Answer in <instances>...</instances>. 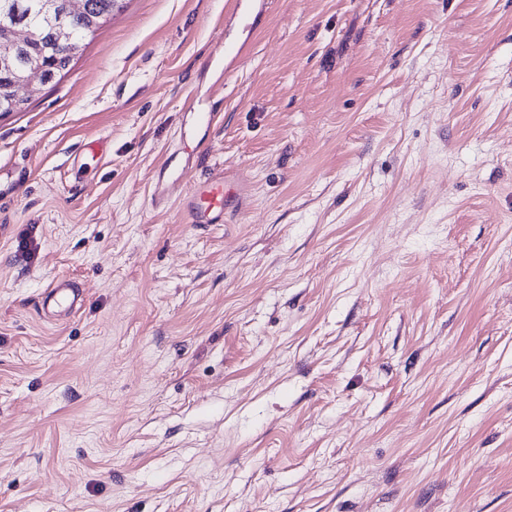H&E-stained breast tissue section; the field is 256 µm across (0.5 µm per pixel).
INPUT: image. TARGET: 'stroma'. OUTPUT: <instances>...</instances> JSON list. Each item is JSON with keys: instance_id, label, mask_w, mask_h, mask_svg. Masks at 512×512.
I'll return each mask as SVG.
<instances>
[{"instance_id": "obj_1", "label": "stroma", "mask_w": 512, "mask_h": 512, "mask_svg": "<svg viewBox=\"0 0 512 512\" xmlns=\"http://www.w3.org/2000/svg\"><path fill=\"white\" fill-rule=\"evenodd\" d=\"M226 2L0 115V512H512V0ZM224 170L217 175L195 179L186 187L179 208L185 224L224 223L227 201ZM79 283L68 278L52 280L44 289L41 297L42 313L61 316L62 312H71L75 306H82L84 299Z\"/></svg>"}]
</instances>
